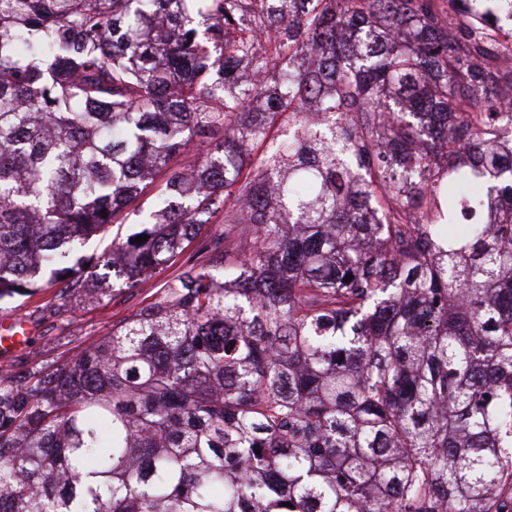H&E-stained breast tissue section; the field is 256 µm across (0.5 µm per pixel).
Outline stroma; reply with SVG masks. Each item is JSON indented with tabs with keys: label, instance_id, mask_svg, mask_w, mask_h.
<instances>
[{
	"label": "stroma",
	"instance_id": "35a3bbf8",
	"mask_svg": "<svg viewBox=\"0 0 512 512\" xmlns=\"http://www.w3.org/2000/svg\"><path fill=\"white\" fill-rule=\"evenodd\" d=\"M172 270L158 272L144 287L123 292L109 301L97 304L75 298L64 299L61 285L46 288L21 306L0 308V318L20 317L26 320L30 334L25 346L5 359V368L16 378L44 364L62 360L88 342L109 333L114 324L158 301ZM66 305L64 318L51 314L54 306Z\"/></svg>",
	"mask_w": 512,
	"mask_h": 512
}]
</instances>
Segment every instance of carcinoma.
Listing matches in <instances>:
<instances>
[{"instance_id": "carcinoma-1", "label": "carcinoma", "mask_w": 512, "mask_h": 512, "mask_svg": "<svg viewBox=\"0 0 512 512\" xmlns=\"http://www.w3.org/2000/svg\"><path fill=\"white\" fill-rule=\"evenodd\" d=\"M509 58L512 0H0V303L224 210L0 374V512H512ZM177 268L175 265L158 272L143 288L133 292L119 293L117 289L116 296L103 304L79 301L76 297L70 299L62 293L63 284H56L32 299L20 300L11 306L2 305L0 323L2 317H22L27 321L30 334L26 345L10 353L7 359L2 360L0 354V366L4 365L8 373L21 379L35 368L72 355L88 342L105 336L112 330V325L158 301ZM20 303L22 306L15 308ZM62 303L68 309L64 321L50 313Z\"/></svg>"}]
</instances>
